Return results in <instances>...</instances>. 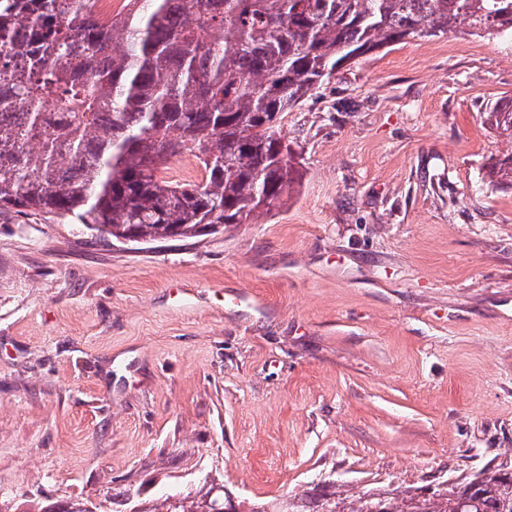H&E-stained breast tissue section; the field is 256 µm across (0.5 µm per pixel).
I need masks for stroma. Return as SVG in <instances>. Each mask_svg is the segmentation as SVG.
<instances>
[{
	"instance_id": "1",
	"label": "stroma",
	"mask_w": 512,
	"mask_h": 512,
	"mask_svg": "<svg viewBox=\"0 0 512 512\" xmlns=\"http://www.w3.org/2000/svg\"><path fill=\"white\" fill-rule=\"evenodd\" d=\"M512 44L353 60L281 125L256 224L122 244L0 215V505L102 512L222 480L238 512L512 463ZM485 113V122L492 128L508 133L512 136V101L497 103L489 112Z\"/></svg>"
}]
</instances>
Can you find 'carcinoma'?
<instances>
[{"label": "carcinoma", "instance_id": "carcinoma-1", "mask_svg": "<svg viewBox=\"0 0 512 512\" xmlns=\"http://www.w3.org/2000/svg\"><path fill=\"white\" fill-rule=\"evenodd\" d=\"M0 0V214L151 243L253 224L296 181L281 115L349 61L457 30L512 36V0ZM485 122L512 136V101ZM194 157L202 180H173ZM512 185V155L491 166ZM512 466L431 494L324 486L261 512H512ZM224 486L144 512H224Z\"/></svg>", "mask_w": 512, "mask_h": 512}]
</instances>
